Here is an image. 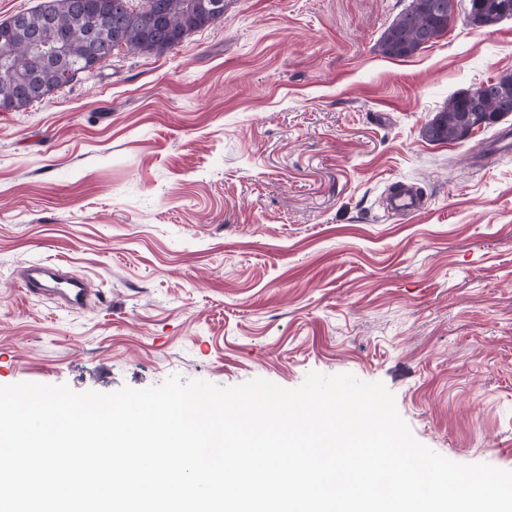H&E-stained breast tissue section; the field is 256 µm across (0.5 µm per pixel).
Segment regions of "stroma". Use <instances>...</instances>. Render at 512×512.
I'll return each mask as SVG.
<instances>
[{
  "label": "stroma",
  "instance_id": "1",
  "mask_svg": "<svg viewBox=\"0 0 512 512\" xmlns=\"http://www.w3.org/2000/svg\"><path fill=\"white\" fill-rule=\"evenodd\" d=\"M161 54L0 112V386L169 377L383 383L415 438L512 471V153L423 138L457 91L512 72V18L407 58L410 0H227ZM426 204L398 214L392 185ZM85 278L65 311L23 273Z\"/></svg>",
  "mask_w": 512,
  "mask_h": 512
}]
</instances>
